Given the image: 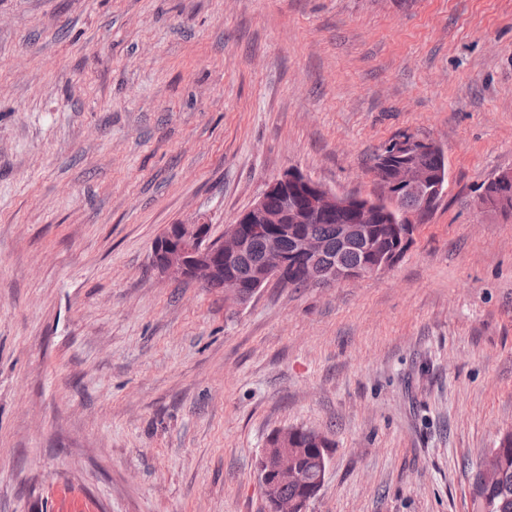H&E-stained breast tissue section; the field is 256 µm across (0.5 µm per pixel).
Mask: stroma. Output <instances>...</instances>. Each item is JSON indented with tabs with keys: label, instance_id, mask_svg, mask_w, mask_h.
Listing matches in <instances>:
<instances>
[{
	"label": "stroma",
	"instance_id": "stroma-1",
	"mask_svg": "<svg viewBox=\"0 0 512 512\" xmlns=\"http://www.w3.org/2000/svg\"><path fill=\"white\" fill-rule=\"evenodd\" d=\"M438 207L389 269L248 303L152 267L295 168ZM512 0H0V512H268L267 437L331 442L307 512H475L512 430ZM493 182L494 187L491 190L483 189L477 196V205L485 211H500L504 208L512 206V190L504 191V189L512 188V171L500 173ZM495 186L501 191H495Z\"/></svg>",
	"mask_w": 512,
	"mask_h": 512
}]
</instances>
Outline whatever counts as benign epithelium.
<instances>
[{
  "label": "benign epithelium",
  "instance_id": "benign-epithelium-1",
  "mask_svg": "<svg viewBox=\"0 0 512 512\" xmlns=\"http://www.w3.org/2000/svg\"><path fill=\"white\" fill-rule=\"evenodd\" d=\"M440 149L435 142L406 135L386 145L377 155L374 165L387 170L384 178L374 177L378 193L373 198L336 193L295 169L268 182L258 200L250 205L233 224L224 228L218 238L210 236L208 221L200 217L191 223L169 224L156 238L152 249V264L157 273L173 281L215 280L224 288V300L244 305L268 283L275 281L288 286V270L303 259L315 267L326 252L325 242L304 230L311 218L320 214L347 213L353 216L351 224L337 227L338 238L349 245L365 243L369 251L367 261L356 266L329 265L322 271L330 282L354 280L391 267L396 253L386 247H378L369 236L370 225L382 222L395 224V236L406 245V231L414 224H423L437 208L443 197L447 172L426 166L422 157ZM498 190H482L477 205L485 211H500L512 206V171L500 173L494 179ZM408 187L420 195L419 205L395 221L389 216L395 189ZM293 191L299 196L297 204L271 211L265 205L266 197L285 195ZM251 224L254 231L263 235L265 252L251 273V290L242 288L231 270V263L243 255L249 247V239L241 235L237 223ZM290 238L291 250L282 246L284 238ZM305 432L315 436L314 448L293 447L294 436ZM306 457L317 463L316 477L306 483L301 495L288 500L279 496V488L288 483L303 482L298 462ZM512 458V448L498 446L490 449L485 459L473 473L470 497L486 500L492 480L488 477V465L495 461L506 465ZM328 464V442L318 431L291 428L271 433L262 449L258 473L270 512H305L307 503L317 495L325 482Z\"/></svg>",
  "mask_w": 512,
  "mask_h": 512
}]
</instances>
